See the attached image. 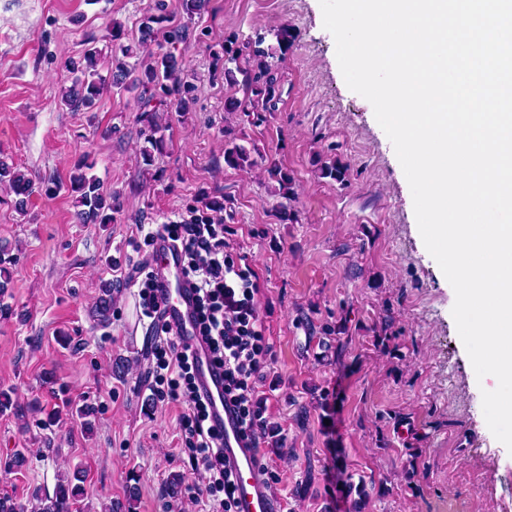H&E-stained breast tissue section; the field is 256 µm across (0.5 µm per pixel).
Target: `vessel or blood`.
<instances>
[{"label": "vessel or blood", "mask_w": 512, "mask_h": 512, "mask_svg": "<svg viewBox=\"0 0 512 512\" xmlns=\"http://www.w3.org/2000/svg\"><path fill=\"white\" fill-rule=\"evenodd\" d=\"M150 263L158 276L161 319L188 346L199 390L208 403V424L224 436V459L234 473L237 512H278V496L259 471V451L242 439L238 417L224 401V377L198 334L196 295L182 273L180 252L167 241H156Z\"/></svg>", "instance_id": "b4317fda"}]
</instances>
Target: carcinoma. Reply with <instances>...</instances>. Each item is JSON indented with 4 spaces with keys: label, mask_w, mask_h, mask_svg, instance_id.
I'll return each mask as SVG.
<instances>
[{
    "label": "carcinoma",
    "mask_w": 512,
    "mask_h": 512,
    "mask_svg": "<svg viewBox=\"0 0 512 512\" xmlns=\"http://www.w3.org/2000/svg\"><path fill=\"white\" fill-rule=\"evenodd\" d=\"M206 0H180L182 21L175 26L167 25L165 0H157L154 12L139 21L137 42H123L124 26L112 22V35L107 45L111 58L108 75L98 70V59L102 50L97 47L85 49L81 56L70 58L65 63L72 74L70 85L60 88V105L72 111L90 112L104 91L112 88H132L139 91L137 99L141 112L146 115L151 135L150 147L143 150L145 159L163 144L159 136L161 127L150 116L152 112H190L197 101V87L188 80L181 62L175 54L176 46L187 41L194 27L195 19L204 10ZM295 36L291 29L283 28L276 34L277 47H263L264 38H248L237 48L224 49V81L241 88L244 98L229 97L224 100V111L246 112L253 116V122L263 121L262 113L275 111L279 100V86L273 60L276 49L288 50ZM137 58L135 63L128 62ZM224 163L239 168L252 163L250 153L240 145L224 149ZM0 186L15 195L14 206L25 213L26 198L32 192V180L20 171L13 162L0 157ZM67 191L73 197L75 216L81 224H110L113 214L119 212V196L103 190L100 181L83 172H75L69 178ZM219 203L202 207L191 206L187 212L202 222L224 221ZM112 310V284L101 289L95 305L99 321L109 319ZM83 471L57 474L53 495H33L31 512H72L73 505L82 494Z\"/></svg>",
    "instance_id": "cac0c4a2"
}]
</instances>
